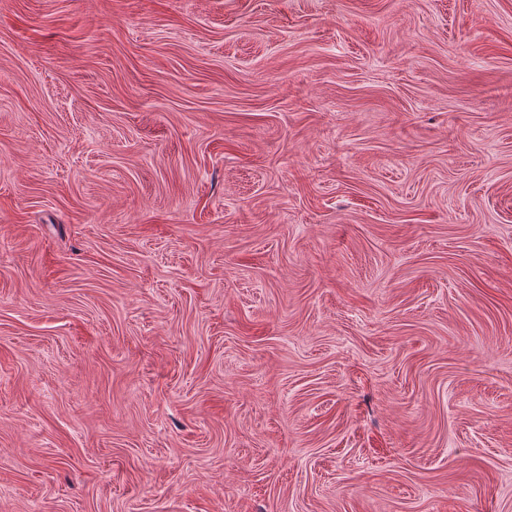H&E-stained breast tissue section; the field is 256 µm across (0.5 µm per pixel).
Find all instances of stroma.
<instances>
[{
  "label": "stroma",
  "mask_w": 512,
  "mask_h": 512,
  "mask_svg": "<svg viewBox=\"0 0 512 512\" xmlns=\"http://www.w3.org/2000/svg\"><path fill=\"white\" fill-rule=\"evenodd\" d=\"M0 512H512V0H0Z\"/></svg>",
  "instance_id": "stroma-1"
}]
</instances>
